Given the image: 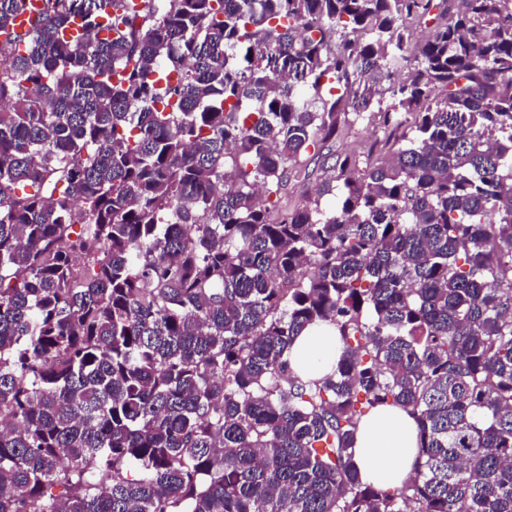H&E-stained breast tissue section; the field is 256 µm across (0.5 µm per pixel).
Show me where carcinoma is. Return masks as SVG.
Listing matches in <instances>:
<instances>
[{
	"mask_svg": "<svg viewBox=\"0 0 512 512\" xmlns=\"http://www.w3.org/2000/svg\"><path fill=\"white\" fill-rule=\"evenodd\" d=\"M355 76L388 154L276 212ZM381 405L419 429L392 492ZM0 512H512V0H44L0 38ZM340 353L335 329L321 325L307 329L297 336L286 354V359L294 373L320 377L331 370ZM418 459V425L403 408L381 406L364 416L356 433L355 463L380 488H398Z\"/></svg>",
	"mask_w": 512,
	"mask_h": 512,
	"instance_id": "carcinoma-1",
	"label": "carcinoma"
}]
</instances>
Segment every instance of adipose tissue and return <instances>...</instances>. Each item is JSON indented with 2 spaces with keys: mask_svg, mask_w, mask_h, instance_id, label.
Returning a JSON list of instances; mask_svg holds the SVG:
<instances>
[{
  "mask_svg": "<svg viewBox=\"0 0 512 512\" xmlns=\"http://www.w3.org/2000/svg\"><path fill=\"white\" fill-rule=\"evenodd\" d=\"M340 357L332 327L321 325L297 336L286 354L298 375L322 376ZM418 459V425L403 408L381 406L364 416L356 433L355 463L363 478L381 488H397Z\"/></svg>",
  "mask_w": 512,
  "mask_h": 512,
  "instance_id": "1",
  "label": "adipose tissue"
}]
</instances>
